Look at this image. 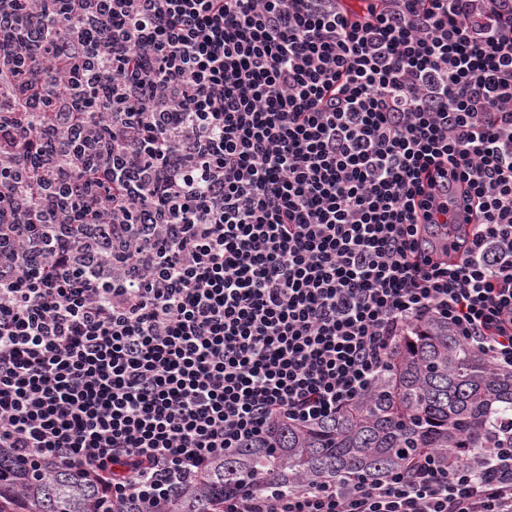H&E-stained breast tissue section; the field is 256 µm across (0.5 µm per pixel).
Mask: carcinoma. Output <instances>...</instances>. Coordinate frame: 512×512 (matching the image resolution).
<instances>
[{
  "label": "carcinoma",
  "instance_id": "obj_1",
  "mask_svg": "<svg viewBox=\"0 0 512 512\" xmlns=\"http://www.w3.org/2000/svg\"><path fill=\"white\" fill-rule=\"evenodd\" d=\"M494 448H512V369L491 367L447 323L430 319L399 339L367 394L333 419L281 425L268 443L214 461L174 503L140 509L224 512V495L248 473L284 490L348 489L408 469L428 452L454 465L485 462ZM100 504L95 482L15 464L0 448V512H101Z\"/></svg>",
  "mask_w": 512,
  "mask_h": 512
}]
</instances>
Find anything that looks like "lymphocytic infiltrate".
<instances>
[{
    "mask_svg": "<svg viewBox=\"0 0 512 512\" xmlns=\"http://www.w3.org/2000/svg\"><path fill=\"white\" fill-rule=\"evenodd\" d=\"M365 2L0 0V448L123 512L425 319L512 367V0ZM224 512H512V449Z\"/></svg>",
    "mask_w": 512,
    "mask_h": 512,
    "instance_id": "f902f5d3",
    "label": "lymphocytic infiltrate"
}]
</instances>
